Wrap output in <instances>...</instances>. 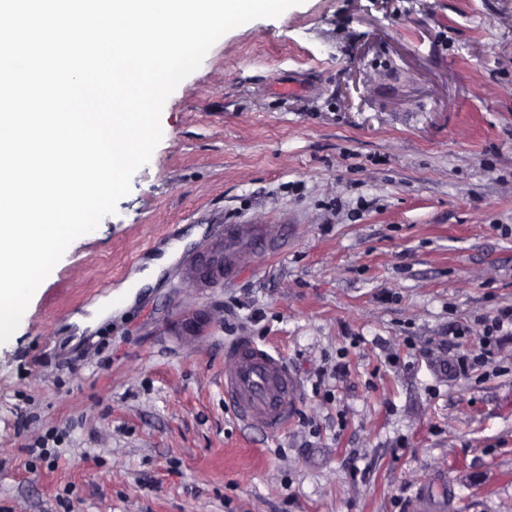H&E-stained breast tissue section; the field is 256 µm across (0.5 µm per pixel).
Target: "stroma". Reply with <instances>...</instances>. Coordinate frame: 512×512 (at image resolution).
<instances>
[{"instance_id":"1","label":"stroma","mask_w":512,"mask_h":512,"mask_svg":"<svg viewBox=\"0 0 512 512\" xmlns=\"http://www.w3.org/2000/svg\"><path fill=\"white\" fill-rule=\"evenodd\" d=\"M161 126L0 344V512H512V335L448 372L512 306V0H303L223 35ZM235 224L276 242L186 282ZM243 337L298 382L279 434L224 403ZM173 257L170 251H167L161 258L154 259L142 273L136 275V287L145 288L154 286L160 273L171 263Z\"/></svg>"}]
</instances>
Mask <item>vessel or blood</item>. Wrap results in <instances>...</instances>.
<instances>
[{
    "mask_svg": "<svg viewBox=\"0 0 512 512\" xmlns=\"http://www.w3.org/2000/svg\"><path fill=\"white\" fill-rule=\"evenodd\" d=\"M262 224H241L228 228L222 240L224 267L216 271L223 278L237 259L234 244L240 239L269 236ZM297 382L281 357L243 340L224 352V401L237 418L256 423L276 434L284 430L295 409Z\"/></svg>",
    "mask_w": 512,
    "mask_h": 512,
    "instance_id": "obj_1",
    "label": "vessel or blood"
}]
</instances>
